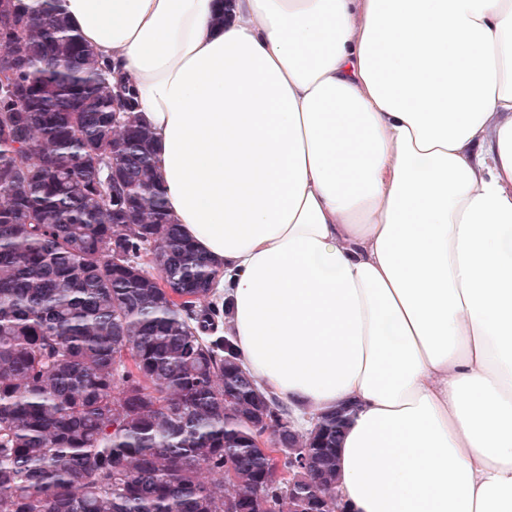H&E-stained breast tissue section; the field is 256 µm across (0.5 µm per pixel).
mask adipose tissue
Wrapping results in <instances>:
<instances>
[{
  "mask_svg": "<svg viewBox=\"0 0 512 512\" xmlns=\"http://www.w3.org/2000/svg\"><path fill=\"white\" fill-rule=\"evenodd\" d=\"M346 512H512V0H62Z\"/></svg>",
  "mask_w": 512,
  "mask_h": 512,
  "instance_id": "1",
  "label": "adipose tissue"
}]
</instances>
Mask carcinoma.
Here are the masks:
<instances>
[{
  "mask_svg": "<svg viewBox=\"0 0 512 512\" xmlns=\"http://www.w3.org/2000/svg\"><path fill=\"white\" fill-rule=\"evenodd\" d=\"M135 106L62 0H0V512H345L343 411L302 433L243 369Z\"/></svg>",
  "mask_w": 512,
  "mask_h": 512,
  "instance_id": "carcinoma-1",
  "label": "carcinoma"
}]
</instances>
